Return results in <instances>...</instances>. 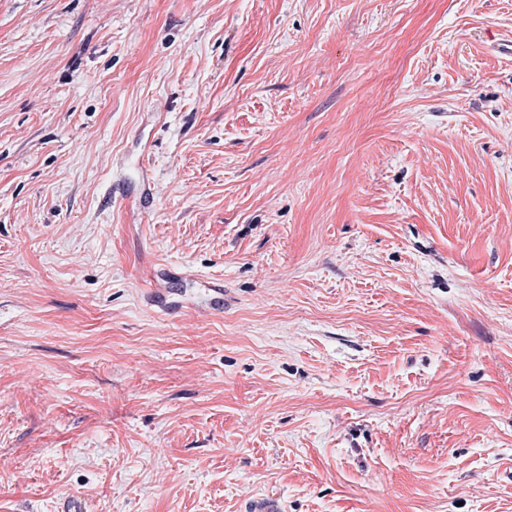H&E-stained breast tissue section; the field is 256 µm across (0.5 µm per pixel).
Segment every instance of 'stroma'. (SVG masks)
Masks as SVG:
<instances>
[{"label":"stroma","instance_id":"1","mask_svg":"<svg viewBox=\"0 0 512 512\" xmlns=\"http://www.w3.org/2000/svg\"><path fill=\"white\" fill-rule=\"evenodd\" d=\"M507 30L0 0V512H512Z\"/></svg>","mask_w":512,"mask_h":512}]
</instances>
